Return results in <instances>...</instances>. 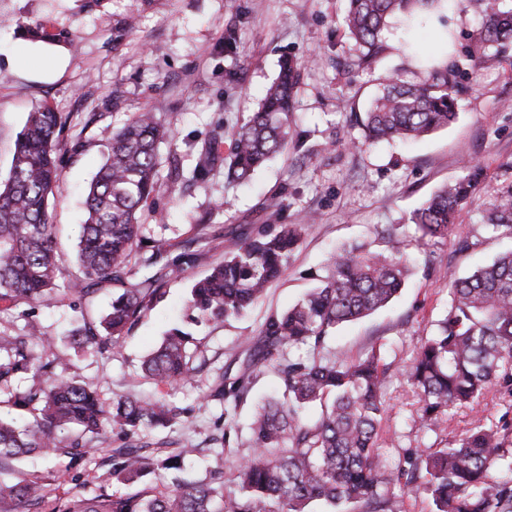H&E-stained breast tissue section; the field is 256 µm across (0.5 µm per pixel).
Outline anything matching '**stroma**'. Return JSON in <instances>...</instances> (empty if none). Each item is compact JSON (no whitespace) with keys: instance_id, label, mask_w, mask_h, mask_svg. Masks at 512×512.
I'll list each match as a JSON object with an SVG mask.
<instances>
[{"instance_id":"obj_1","label":"stroma","mask_w":512,"mask_h":512,"mask_svg":"<svg viewBox=\"0 0 512 512\" xmlns=\"http://www.w3.org/2000/svg\"><path fill=\"white\" fill-rule=\"evenodd\" d=\"M346 0H0V179H6L15 141L27 115L49 104L65 124L69 148L61 155L63 183L49 200L65 272L76 269L75 251L84 219L87 186L103 162L113 131L134 113L148 111L171 131L160 144V172L178 158L182 178L165 184L145 206L141 234L172 254L192 253L177 278L165 279L164 298L141 318L121 345L101 357L70 349L67 375L97 387L112 403L122 396L163 397L182 410L164 430L145 431L148 443L196 447L186 472L198 482L223 465L232 474L252 452L249 423L255 406L280 395L283 382L272 370L254 372L249 392L235 407L208 397L219 373L236 375L244 357L242 340L258 335L265 319L282 312L326 273L325 259L337 245L357 243L372 250L405 251L414 265L401 295L362 320L341 325L326 339L321 356L357 358L380 350L387 365L385 414L378 444L391 460L406 452L457 442L473 427L512 421V404L496 389L478 410L453 408L432 426L418 428L410 417L419 407L407 370L421 337L435 330L448 310L452 277L468 275L512 247V238L483 226L484 210L502 186L512 184V46L500 60L480 68L466 52L481 26L474 7L435 12L413 29L391 22L387 49L371 69L354 66L355 50L342 27ZM44 26L47 39L27 28ZM234 36L226 47V36ZM294 58L300 76L288 143L251 179L227 178L233 133L255 112L275 80L282 58ZM442 59L457 75L458 119L420 139L357 149L360 121L384 77H420L422 64ZM211 149L216 164L195 172L199 153ZM483 169L476 193L459 212L448 238L417 242L414 210L440 186L462 174L465 162ZM281 204L271 208L270 196ZM281 224L303 225L302 240L287 272L244 316L194 327L202 342L195 369L172 385L143 374V358L187 313L192 283L224 259L228 239L241 232ZM468 252H457L458 239ZM113 284L99 285L74 311L72 298L38 304L28 313L0 304V334H21L27 324L66 340L78 316L96 321L112 297ZM223 438L224 452L213 441ZM101 442H86L81 465L69 458L35 455L24 470L45 477L50 498L131 493L100 459Z\"/></svg>"}]
</instances>
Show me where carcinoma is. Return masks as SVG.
Masks as SVG:
<instances>
[{
    "mask_svg": "<svg viewBox=\"0 0 512 512\" xmlns=\"http://www.w3.org/2000/svg\"><path fill=\"white\" fill-rule=\"evenodd\" d=\"M482 25L469 46L482 64L493 62L512 45V0H470ZM462 0H347L342 23L361 49L353 65L371 67L384 51L382 33L396 17L406 26L433 11H454ZM298 64L285 59L258 110L240 127L228 164V176L246 180L287 141ZM456 81L448 69L432 68L419 82L391 76L373 99L362 122L357 148L378 142L419 138L446 128L455 112ZM64 125L58 113L41 104L29 113L19 133L7 179L0 180V302L39 304L57 295L79 299L102 282L123 281L108 312L94 325L81 318L71 344L91 355L119 346L124 334L164 297L156 275L132 278V261L163 274H179L187 254L172 256L160 245L143 254L141 211L161 189L157 145L168 130L151 112H140L112 135L107 158L88 185L85 219L77 245L79 272L66 275L55 247L48 197L59 190L57 160ZM441 186L417 210L412 223L419 239L448 237L458 212L483 176L478 164ZM484 227L512 235V185L502 187L486 207ZM303 225L282 224L244 234L224 250V260L190 288L192 321L226 320L247 312L288 269ZM328 275L288 310L268 316L257 336L247 338L240 375L220 376L208 397L237 404L248 392L259 366L274 370L284 384L283 398L270 401L252 416L253 454L234 469V488L224 490V472L208 483L175 478L157 492L152 477L184 471L194 449L167 451L137 439L146 428L168 427L180 410L162 398L126 396L105 406L96 391L56 368L67 350L45 340V354L30 347L36 329L0 336V388L24 374L36 382L9 392L8 403L32 420L20 427L0 417V469L35 452L83 458L84 439L102 438L105 427L128 439L112 449V476L144 484L134 494L49 500L38 476L0 480V512H309L322 502L331 512L348 503L365 512H398L405 491L421 489L434 512H512V426L477 424L448 448L408 452L393 466L378 451L377 428L385 412L382 358L372 350L351 359L287 358L295 345L320 347L343 323L372 315L393 301L411 273L402 255L371 251L362 245L330 255ZM197 350L194 334L180 326L168 330L143 362L148 377L170 384L186 378ZM420 406L414 423L425 427L462 404L474 405L489 387L512 397V249L451 283L448 311L436 330L421 338L408 371ZM318 405L320 418L304 423L300 410Z\"/></svg>",
    "mask_w": 512,
    "mask_h": 512,
    "instance_id": "1",
    "label": "carcinoma"
}]
</instances>
